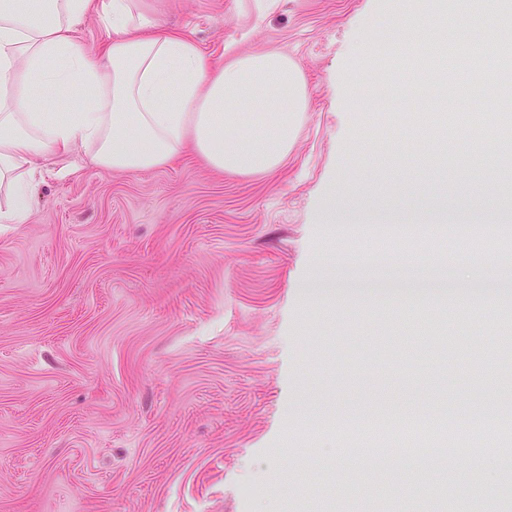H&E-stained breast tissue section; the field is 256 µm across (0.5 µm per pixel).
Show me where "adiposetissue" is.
Masks as SVG:
<instances>
[{
	"instance_id": "adipose-tissue-1",
	"label": "adipose tissue",
	"mask_w": 512,
	"mask_h": 512,
	"mask_svg": "<svg viewBox=\"0 0 512 512\" xmlns=\"http://www.w3.org/2000/svg\"><path fill=\"white\" fill-rule=\"evenodd\" d=\"M96 14L112 33L95 52L74 30ZM90 95L65 121L55 101ZM308 93L299 64L277 51L211 61L155 20L147 0H0V224L27 213L48 155L126 174L167 165L191 147L211 169L256 174L287 156ZM259 111L243 134L242 106Z\"/></svg>"
}]
</instances>
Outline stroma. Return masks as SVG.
I'll use <instances>...</instances> for the list:
<instances>
[{"mask_svg":"<svg viewBox=\"0 0 512 512\" xmlns=\"http://www.w3.org/2000/svg\"><path fill=\"white\" fill-rule=\"evenodd\" d=\"M427 0H160L164 28L213 60L277 49L309 94L294 144L272 171L216 174L189 152L148 172L91 165L46 177L21 224H0V512H448L447 487L498 457L460 454L448 430L512 416L501 380L450 378L447 350L416 304L313 285L461 272L512 282L496 251L460 252L438 224L396 249L351 212L494 206L499 179L471 164L469 138L419 119L447 96L393 100L389 68L433 44L496 42L473 0L465 20L424 28ZM480 149L512 168V128L488 100ZM341 221H325L328 211ZM428 316L492 358L497 321ZM392 407L426 427L428 452L371 455L327 434Z\"/></svg>","mask_w":512,"mask_h":512,"instance_id":"1","label":"stroma"}]
</instances>
